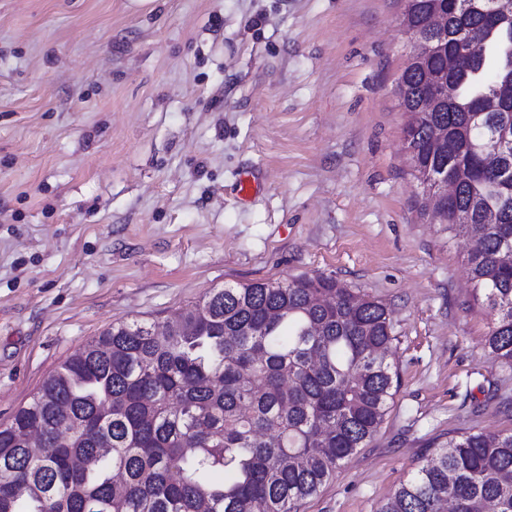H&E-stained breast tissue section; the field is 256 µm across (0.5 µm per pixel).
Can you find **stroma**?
I'll return each mask as SVG.
<instances>
[{"label": "stroma", "mask_w": 512, "mask_h": 512, "mask_svg": "<svg viewBox=\"0 0 512 512\" xmlns=\"http://www.w3.org/2000/svg\"><path fill=\"white\" fill-rule=\"evenodd\" d=\"M127 2L0 0V425L114 324L324 274L387 305L399 384L299 512H378L450 438L512 431L466 239L408 173L405 0Z\"/></svg>", "instance_id": "35a3bbf8"}]
</instances>
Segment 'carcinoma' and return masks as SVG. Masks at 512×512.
<instances>
[{
  "instance_id": "obj_1",
  "label": "carcinoma",
  "mask_w": 512,
  "mask_h": 512,
  "mask_svg": "<svg viewBox=\"0 0 512 512\" xmlns=\"http://www.w3.org/2000/svg\"><path fill=\"white\" fill-rule=\"evenodd\" d=\"M448 51L454 97L420 112L423 74L402 71L409 174L453 171L436 223L468 236L474 298L493 318L488 357L512 367V17L460 0ZM434 4L413 0L427 29ZM443 128L442 147L432 143ZM387 306L332 276L212 289L172 322L112 326L64 361L0 426V512H298L379 431L398 376ZM379 512H512V432L451 438Z\"/></svg>"
}]
</instances>
